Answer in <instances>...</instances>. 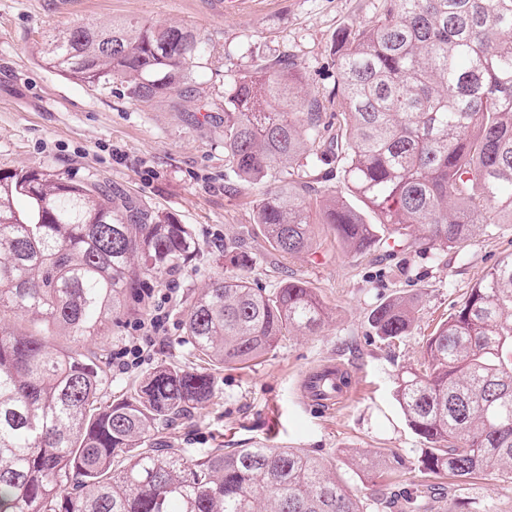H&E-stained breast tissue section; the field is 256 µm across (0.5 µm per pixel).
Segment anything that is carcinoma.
<instances>
[{
  "mask_svg": "<svg viewBox=\"0 0 512 512\" xmlns=\"http://www.w3.org/2000/svg\"><path fill=\"white\" fill-rule=\"evenodd\" d=\"M202 53L188 27L134 20L70 26L36 51L60 76L118 82L142 106L192 97ZM335 53L324 103L305 97L285 61L235 75L224 92V165L265 185L255 224L271 249L310 252L314 224L355 255L385 233L443 249L512 224V0H383L377 21L341 34ZM328 111L336 133L326 135ZM333 160L378 223L340 190L311 197L307 173ZM198 251L188 225L119 205L95 180L0 169V512H364L300 450L192 453L167 436L217 397L213 371L328 322L304 281L253 287L245 252L224 251L238 274L212 281L184 312L204 366L164 363L104 399L110 352L98 342L140 307L145 277L178 273ZM419 302L380 304L377 336L408 335ZM310 387L323 398L340 392L329 371ZM395 396L427 443L426 473L512 479V256L427 336L420 368L398 379Z\"/></svg>",
  "mask_w": 512,
  "mask_h": 512,
  "instance_id": "carcinoma-1",
  "label": "carcinoma"
}]
</instances>
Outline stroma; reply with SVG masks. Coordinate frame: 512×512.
<instances>
[{"label": "stroma", "instance_id": "1", "mask_svg": "<svg viewBox=\"0 0 512 512\" xmlns=\"http://www.w3.org/2000/svg\"><path fill=\"white\" fill-rule=\"evenodd\" d=\"M382 0H251L224 15L217 0H0V168H38L61 178L97 180L159 215L190 225L200 245L192 268L177 274L169 331L145 364L112 374V392L163 362L196 369L182 329L183 303L232 274L225 249L253 255L254 285L274 291L299 279L316 288L330 314L325 330L286 336L257 364L215 371L218 403L193 409L172 430L180 448H298L322 460L366 512H412L408 498L430 488L431 512H512V479L487 471L471 479L433 478L419 463L424 443L395 398L401 374L422 359L426 337L467 291L512 255V224L463 246L422 250L393 243L362 255L342 250L326 225L314 227V250L285 257L258 237L254 206L262 186L238 180L224 165V91L233 75L258 63L290 59L313 96L336 78V37L370 24ZM138 19L180 23L208 43L193 68L197 94H171L142 107L120 84L90 87L45 68L34 45L74 24ZM419 294L408 336L388 343L370 325L372 311L399 295ZM351 375L350 398L331 408L306 400L304 382L322 362ZM399 456L389 479L350 463Z\"/></svg>", "mask_w": 512, "mask_h": 512}]
</instances>
